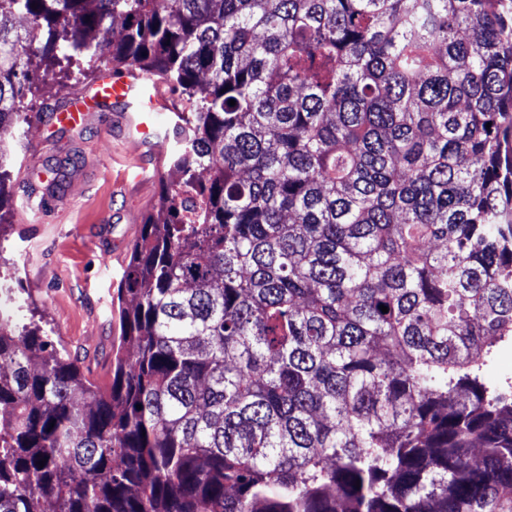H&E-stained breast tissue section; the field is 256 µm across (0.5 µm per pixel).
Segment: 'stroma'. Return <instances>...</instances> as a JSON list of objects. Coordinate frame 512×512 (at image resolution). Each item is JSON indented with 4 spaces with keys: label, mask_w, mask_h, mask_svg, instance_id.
I'll return each mask as SVG.
<instances>
[{
    "label": "stroma",
    "mask_w": 512,
    "mask_h": 512,
    "mask_svg": "<svg viewBox=\"0 0 512 512\" xmlns=\"http://www.w3.org/2000/svg\"><path fill=\"white\" fill-rule=\"evenodd\" d=\"M71 73L60 85L32 96L29 126L0 133L13 162L6 183L9 198L0 235V283L19 290L34 323L51 331L55 347L96 385L112 384V359L121 349L118 288L149 215L157 214L162 180H176L159 168L149 194L124 190L122 181L141 168L155 167L150 155L114 153L120 125L112 107L95 113L92 126L76 133L52 124L67 93L85 86ZM62 173L48 185L46 169ZM47 199L40 217L26 221L24 197Z\"/></svg>",
    "instance_id": "35a3bbf8"
}]
</instances>
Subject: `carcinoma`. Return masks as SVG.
<instances>
[{"label": "carcinoma", "mask_w": 512, "mask_h": 512, "mask_svg": "<svg viewBox=\"0 0 512 512\" xmlns=\"http://www.w3.org/2000/svg\"><path fill=\"white\" fill-rule=\"evenodd\" d=\"M82 62L179 179L110 388L0 314V512H512V0H0V127ZM488 379L492 382L504 381L512 377V348L507 346L499 350L495 360L487 371Z\"/></svg>", "instance_id": "obj_1"}]
</instances>
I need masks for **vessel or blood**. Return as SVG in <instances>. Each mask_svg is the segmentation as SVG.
Returning <instances> with one entry per match:
<instances>
[{
    "label": "vessel or blood",
    "instance_id": "obj_1",
    "mask_svg": "<svg viewBox=\"0 0 512 512\" xmlns=\"http://www.w3.org/2000/svg\"><path fill=\"white\" fill-rule=\"evenodd\" d=\"M112 103L124 115V142L156 155L164 148L156 143L151 115L163 107L157 81L129 71L121 75L101 70L95 79L72 94L66 107L53 118L74 130H83L91 121L96 105Z\"/></svg>",
    "mask_w": 512,
    "mask_h": 512
}]
</instances>
